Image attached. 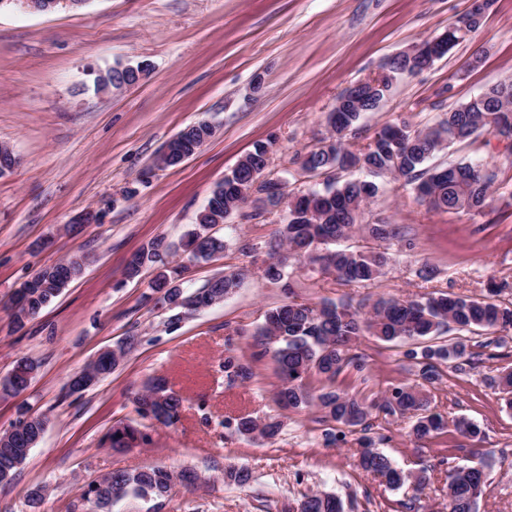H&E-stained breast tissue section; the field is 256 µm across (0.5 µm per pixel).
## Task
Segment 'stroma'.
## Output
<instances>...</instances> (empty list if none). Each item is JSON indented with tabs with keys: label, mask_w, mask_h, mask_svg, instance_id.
I'll list each match as a JSON object with an SVG mask.
<instances>
[{
	"label": "stroma",
	"mask_w": 512,
	"mask_h": 512,
	"mask_svg": "<svg viewBox=\"0 0 512 512\" xmlns=\"http://www.w3.org/2000/svg\"><path fill=\"white\" fill-rule=\"evenodd\" d=\"M470 0H88L79 9L29 13L0 9V144L19 162L0 177V378L28 357L40 368L28 388L0 397V431L26 408L47 427L14 479L0 484V512H81L90 482L118 471L164 466L196 471L195 485L175 484L161 512H284L312 492L340 496L346 512H448L447 474L438 461L483 462L487 490L477 512H512V411L494 380L512 366V333L504 346L472 337L484 361L467 375L445 373L432 405L448 418L477 423L482 439L455 429L425 444L410 440L407 417H376L371 437L403 469L428 468L423 494L392 490L357 468V433L327 445L316 410L294 412L276 400L280 379L272 355L254 359L256 330L286 296L314 304L359 302L367 293L400 297L432 290L485 294L512 284V143L493 135L455 142L433 164L480 160L499 171L494 205L483 213L443 212L417 202L401 181L382 190L363 221L389 217L413 250H402L371 288L295 266L291 292L263 270L281 220L257 217L252 205L216 225L224 251L187 261L179 244L215 185L256 145L270 148L265 178L287 192L316 187L298 158L326 132V115L349 86L381 73L392 56L444 33L470 10ZM150 62L127 90L102 95L92 74ZM512 80V0H491L479 28L430 68L401 76L380 107L360 121L362 141L397 119L415 127L492 85ZM209 121L214 134L180 165L154 160L186 126ZM96 220L79 223L84 213ZM170 244L172 266L187 290L232 271L244 278L222 304L169 325L144 267L125 278L130 256L153 241ZM90 257L82 276L40 315L16 327L3 305L31 274L64 257ZM431 281L418 277L421 267ZM250 362L251 383H228L222 364L229 333ZM138 342L110 376L89 391L65 384L100 350ZM367 368L347 376L349 393L372 398L413 381L403 349L361 337ZM169 378L183 400L181 418L166 427L140 418L136 393L154 377ZM242 415L280 422L271 439L247 438L225 424ZM136 420L149 444L127 451L102 447L116 422ZM253 474L244 487L226 483V467ZM42 487L38 507L28 494Z\"/></svg>",
	"instance_id": "stroma-1"
}]
</instances>
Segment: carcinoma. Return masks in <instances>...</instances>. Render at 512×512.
I'll return each mask as SVG.
<instances>
[{
    "label": "carcinoma",
    "instance_id": "carcinoma-1",
    "mask_svg": "<svg viewBox=\"0 0 512 512\" xmlns=\"http://www.w3.org/2000/svg\"><path fill=\"white\" fill-rule=\"evenodd\" d=\"M111 86L118 89L136 78L127 66L107 71ZM512 98V81L500 83L465 104L454 108L437 123L415 128L405 120L383 125L365 146L349 139L357 138L358 123L369 111L368 98L341 112H330L328 125L334 130V141L319 142L300 161L302 174L323 178V187L295 196L288 207V223L278 230L297 259L336 276L344 285L377 283L393 264L389 248L381 247L397 237L395 225L386 217L377 216L366 224L358 222L362 208L379 193L373 181L343 180L341 173L352 168L365 169L373 175L390 173L411 187L418 201L435 210H455L481 213L491 206L496 192L498 173L480 162H460L447 166L427 167L425 163L436 153L455 141L491 133L512 140V108L503 110V100ZM269 154L261 144L247 153L224 176L211 193L206 206L198 216V224L184 237L183 251L196 260H209L224 252V239L209 233V229L224 223V211L238 209L237 203H247L255 180L252 173L267 169ZM354 236L361 243L338 248L336 244ZM170 247L156 240L137 253L140 266L128 265L125 277L138 276L141 267L165 265ZM87 257L74 254L53 268L37 271L26 283L32 291L26 298L27 306L12 313L13 323L21 328L57 298L71 282L82 275ZM265 276L276 282L288 278L283 260L270 262ZM242 273L232 272L210 279L203 287L186 292L161 272L151 288L163 294L161 301L173 303L176 299L192 302L204 310L217 304L225 294L239 286ZM503 288H491L482 297L456 296L446 292H426L414 298L400 299L378 295L366 298L367 311L360 313L346 303L325 300L318 307L288 300L268 310L258 335L277 345L275 362L281 386L277 399L296 411L316 407L322 421L341 426L325 432L330 444L345 440V430L361 427V451L358 467L384 479L391 489H399L409 480L422 489L428 482L427 469L412 475L397 467L392 460L375 448L374 440L366 435L373 413L403 416L413 413L410 436L425 442L445 432L444 417L430 407V387L440 380L439 366L444 364L457 373L466 374L475 369L473 353L468 350L465 334L491 335L512 327V305L498 300ZM450 330L461 333L454 342L443 335ZM362 336L406 347L404 356L417 367L416 381L399 384L384 396L367 400L349 394L336 386L342 373L353 369L361 372L366 364L355 352ZM132 342L74 373L68 380V392L82 393L85 379H104L112 373L127 354ZM224 356V377L231 384H245L253 378L251 367L233 353L232 338H227ZM40 368L34 359H22L12 370L0 392L17 395L26 390ZM498 387L507 408L512 409V369H504L498 376ZM140 414L164 426H173L179 419L182 399L168 385L166 379H153L137 397ZM280 423L259 425L250 417L235 419V430L244 437L260 435L275 437ZM43 431L40 416L22 410L12 430L0 432V483L13 480L17 469L30 453L28 443ZM103 442L109 447L137 448L148 444V436L133 421H119L105 434ZM448 512H477V504L486 485L483 469L473 466H449ZM225 478L244 486L252 480L251 472L243 467H231ZM192 485L199 480L194 471L184 470L175 475L164 467H151L131 472L105 475L91 482L82 494V500L94 512H112L122 500H138L154 512L168 498L175 481ZM288 512H345L344 503L333 493L305 496L297 507Z\"/></svg>",
    "mask_w": 512,
    "mask_h": 512
}]
</instances>
